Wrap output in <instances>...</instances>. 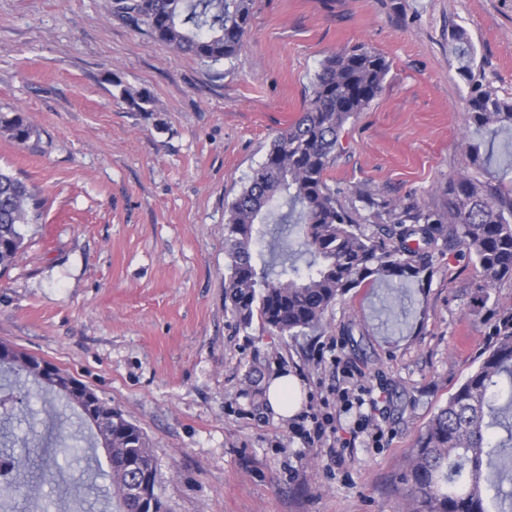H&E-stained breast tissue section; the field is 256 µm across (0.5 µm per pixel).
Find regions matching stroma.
I'll use <instances>...</instances> for the list:
<instances>
[{"instance_id": "stroma-1", "label": "stroma", "mask_w": 512, "mask_h": 512, "mask_svg": "<svg viewBox=\"0 0 512 512\" xmlns=\"http://www.w3.org/2000/svg\"><path fill=\"white\" fill-rule=\"evenodd\" d=\"M466 30L474 72L512 99V0H253L234 58L204 63L112 14V0H0V168L44 200L0 274V343L76 377L148 436L169 512H403L394 481L421 427L495 341L512 281L483 293L460 249L401 290L350 291L321 326L242 327L224 300L226 207L273 136L306 107L323 60L359 44L390 64L342 135L337 184L446 208L468 141L495 162L507 138L477 134L448 47ZM145 89L152 117L121 88ZM294 373L303 401L263 396ZM362 396V408L347 400ZM327 433L312 441L317 424ZM82 421L31 389L0 429L25 460L12 512H115L104 448L70 452ZM0 132L18 144H26L34 134L32 126L20 115L11 118L0 114ZM299 377L280 375L274 378L267 389V401L271 409L282 417H293L299 411L301 388Z\"/></svg>"}]
</instances>
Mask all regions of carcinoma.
<instances>
[{"label":"carcinoma","mask_w":512,"mask_h":512,"mask_svg":"<svg viewBox=\"0 0 512 512\" xmlns=\"http://www.w3.org/2000/svg\"><path fill=\"white\" fill-rule=\"evenodd\" d=\"M112 13L146 29L173 50L204 62L231 59L251 25V0H112ZM448 40L462 61L470 86L468 120L494 133L512 125V101L497 95L474 73V49L454 27ZM388 61L361 44L328 57L315 74L308 103L294 124L271 141L265 159L232 200L225 225L231 263L225 296L240 325L254 316L280 334L318 328L327 310L350 290L375 280L403 287L430 269L442 244L462 246L473 260L479 287L512 281V166L499 183L469 173L448 181V208L352 193L330 182L328 171L344 150L342 132L382 90ZM130 107L147 116L155 100L147 90L121 89ZM0 132L19 143L34 134L20 115H0ZM42 202L20 179L0 169V273L22 250L24 229L37 220ZM302 230L306 269L288 244L292 227ZM269 258L255 251L265 238ZM498 340L480 356L476 370L458 387L415 439L395 490L407 512H512L503 491L512 471V316L492 326ZM24 363L0 360V372L24 377L54 393L89 426L109 457L116 512H167L158 493V469L144 432L106 402L89 418L67 392L77 382L57 371L58 383L42 373V359L20 352ZM503 428L507 438H495ZM17 459L0 453V495L21 492Z\"/></svg>","instance_id":"carcinoma-1"}]
</instances>
